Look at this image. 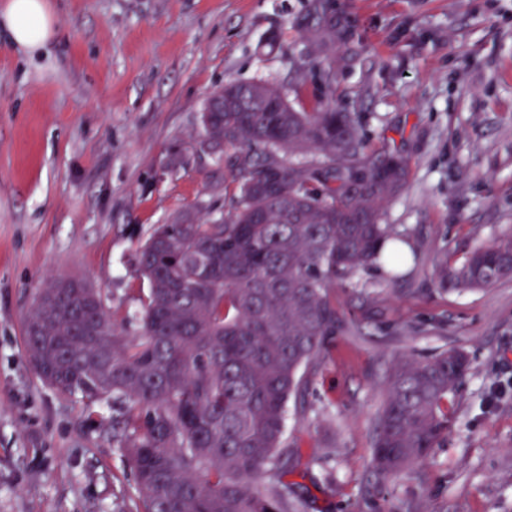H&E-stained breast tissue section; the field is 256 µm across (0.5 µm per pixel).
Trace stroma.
Returning <instances> with one entry per match:
<instances>
[{"label":"stroma","instance_id":"obj_1","mask_svg":"<svg viewBox=\"0 0 512 512\" xmlns=\"http://www.w3.org/2000/svg\"><path fill=\"white\" fill-rule=\"evenodd\" d=\"M58 39L37 63L0 38V512H128L135 479L112 445L111 399L45 385L25 354L40 288L76 276L112 323L139 327L135 261L151 228L219 217L224 176L199 148L207 98L229 81L358 118L371 149L410 164L382 221L418 250L336 291L325 357L289 414L288 482L304 512H512V279L439 288L512 230V0H48ZM338 25L335 44L311 32ZM464 349L428 459L378 481L387 378L402 358Z\"/></svg>","mask_w":512,"mask_h":512}]
</instances>
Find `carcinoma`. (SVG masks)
<instances>
[{
    "mask_svg": "<svg viewBox=\"0 0 512 512\" xmlns=\"http://www.w3.org/2000/svg\"><path fill=\"white\" fill-rule=\"evenodd\" d=\"M205 115L201 147L233 151L214 159L233 188L224 215L179 216L138 245L140 331L115 327L97 289L61 277L26 316V353L45 384L122 410L112 441L134 471L135 512H303L283 481L288 403L336 332L333 288L380 259L407 262L381 219L408 165L367 151L347 113L300 110L264 82L225 83ZM503 279L511 233L444 265L439 284ZM467 368L460 350L396 363L373 443L380 480L448 433Z\"/></svg>",
    "mask_w": 512,
    "mask_h": 512,
    "instance_id": "obj_1",
    "label": "carcinoma"
}]
</instances>
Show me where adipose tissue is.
<instances>
[{"mask_svg": "<svg viewBox=\"0 0 512 512\" xmlns=\"http://www.w3.org/2000/svg\"><path fill=\"white\" fill-rule=\"evenodd\" d=\"M0 31L32 56L47 52L55 35L53 14L46 0H6L0 7Z\"/></svg>", "mask_w": 512, "mask_h": 512, "instance_id": "obj_1", "label": "adipose tissue"}]
</instances>
